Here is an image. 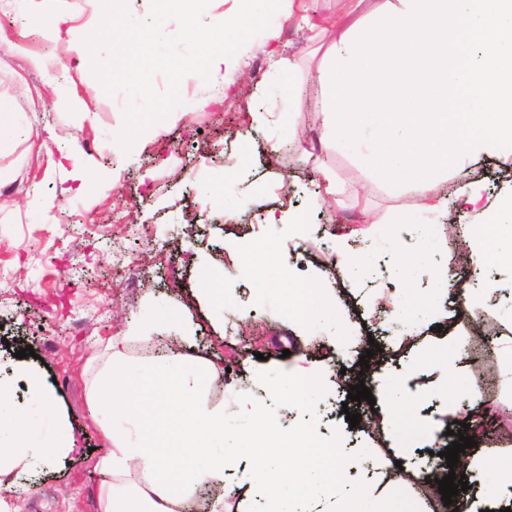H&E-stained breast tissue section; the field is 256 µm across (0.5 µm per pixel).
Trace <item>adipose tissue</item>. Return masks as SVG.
<instances>
[{
    "mask_svg": "<svg viewBox=\"0 0 512 512\" xmlns=\"http://www.w3.org/2000/svg\"><path fill=\"white\" fill-rule=\"evenodd\" d=\"M361 5L350 0L316 72L326 138L372 178L424 190L423 210L440 213L445 201L430 192L437 180L481 159L512 157V0H385L365 14ZM456 203L474 213L467 246L484 256L488 231L512 213V197L486 204L482 184L469 179ZM178 320L146 306L137 326L109 344L91 382L95 421L111 443L100 462L112 478L101 512H186L203 486L220 489L210 512H224L237 472L264 512H426L396 470L378 473L383 493L347 495L352 462L341 449H330L329 466H313L310 433H282L252 391L234 394L245 426L227 433L223 407L205 392V376L218 373L213 363L178 352L149 363L129 358L131 340ZM18 374L28 406L16 405L11 384L0 380V479L14 495L25 491L19 475L61 461L73 444L42 374L26 364ZM318 385L312 364L281 367L267 388L312 402Z\"/></svg>",
    "mask_w": 512,
    "mask_h": 512,
    "instance_id": "ef3b65f1",
    "label": "adipose tissue"
}]
</instances>
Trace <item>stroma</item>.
Here are the masks:
<instances>
[{"label": "stroma", "mask_w": 512, "mask_h": 512, "mask_svg": "<svg viewBox=\"0 0 512 512\" xmlns=\"http://www.w3.org/2000/svg\"><path fill=\"white\" fill-rule=\"evenodd\" d=\"M99 0H0V103L14 112L16 135L0 154V378L15 379L20 348L33 347L39 370L51 380L74 448L60 462L24 474L27 493L12 498L13 512H99L109 479L99 469L110 445L93 420L89 383L108 356L107 345L134 325L145 304L180 308L193 329L179 328L129 345L136 361H150L165 343L224 371L206 390L223 405L230 431L242 423L231 394L252 388L257 374L275 378L280 365L319 360L321 394L311 403L271 401L283 427L306 425L322 446L358 459L347 493L370 490L377 468L434 469L452 442L449 405L466 406L470 391H492L490 417L470 409L466 421L484 420L490 457L512 453V374L499 351L479 354L476 335L492 343L512 336V230L494 236V250L472 260L460 255L473 221L455 210L456 239L448 218L404 226L398 214H418L416 187L372 180L350 154L315 146L322 136L315 87L325 48L297 23L272 17L243 48L245 70L181 88L182 105L124 150L125 93L106 94L91 68L71 51L95 30ZM58 23L49 40L43 32ZM276 46L294 64L299 91L281 96L267 50ZM293 114L307 130L293 147L270 150L264 140L244 144L250 113ZM250 158L235 161L242 151ZM336 195L317 198L325 175ZM494 204L512 193V159L471 167ZM224 185L234 198L225 211L209 187ZM302 216L303 226L268 224V212ZM425 248L424 268L407 276L399 267L406 242ZM269 246L254 264L245 245ZM218 273L224 304L204 300L202 277ZM309 285L336 305V319L309 326L288 318L290 288ZM420 301L409 333L383 299ZM381 351L369 369L359 359L371 343ZM457 353L447 377L429 373L433 356ZM364 382L373 403L349 400ZM412 408L417 428L408 441L392 432L372 434L397 408ZM361 416L351 426L347 413Z\"/></svg>", "instance_id": "35a3bbf8"}]
</instances>
